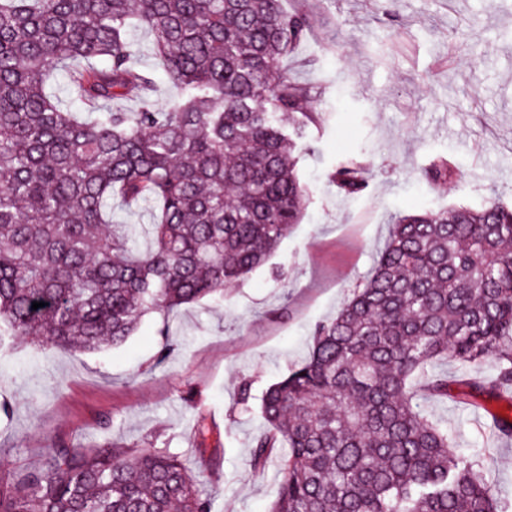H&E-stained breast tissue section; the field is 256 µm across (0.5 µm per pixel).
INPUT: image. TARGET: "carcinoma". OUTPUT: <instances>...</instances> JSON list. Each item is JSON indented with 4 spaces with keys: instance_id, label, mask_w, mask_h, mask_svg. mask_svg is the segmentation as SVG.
<instances>
[{
    "instance_id": "obj_1",
    "label": "carcinoma",
    "mask_w": 512,
    "mask_h": 512,
    "mask_svg": "<svg viewBox=\"0 0 512 512\" xmlns=\"http://www.w3.org/2000/svg\"><path fill=\"white\" fill-rule=\"evenodd\" d=\"M153 36L181 96L149 98L132 29ZM307 14L281 0H0V341L60 351L119 346L261 267L307 203L296 140L312 86L282 72ZM63 75L80 109L51 85ZM135 97L136 112L112 101ZM444 184L446 161L425 171ZM345 197L366 167L340 163ZM145 203L150 224L112 219ZM45 306L32 309V302ZM489 398L512 386V206L493 199L399 217L371 275L319 324L308 358L261 396L251 466L278 462L268 512H501L480 463L415 403L448 397L433 365ZM0 512H211L166 448H54L0 476Z\"/></svg>"
}]
</instances>
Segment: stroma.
<instances>
[{"instance_id": "obj_1", "label": "stroma", "mask_w": 512, "mask_h": 512, "mask_svg": "<svg viewBox=\"0 0 512 512\" xmlns=\"http://www.w3.org/2000/svg\"><path fill=\"white\" fill-rule=\"evenodd\" d=\"M309 16L310 34L288 73L316 92L320 120L302 142L299 174L310 190L301 223L267 262L204 299L146 316L119 347L45 349L24 338L0 349V474L37 466L58 445L167 448L183 456L212 512H267L274 468L250 466L263 426L260 396L307 356L312 334L372 271L396 217L494 198L512 206V0H283ZM139 67L154 69L152 98L176 90L157 69L152 37L132 33ZM457 167L445 184L425 177L436 159ZM364 161L368 186L341 196L331 174ZM250 383L249 398L241 386ZM481 409L424 400L477 457L504 512H512V442ZM210 428L198 463L196 420Z\"/></svg>"}]
</instances>
